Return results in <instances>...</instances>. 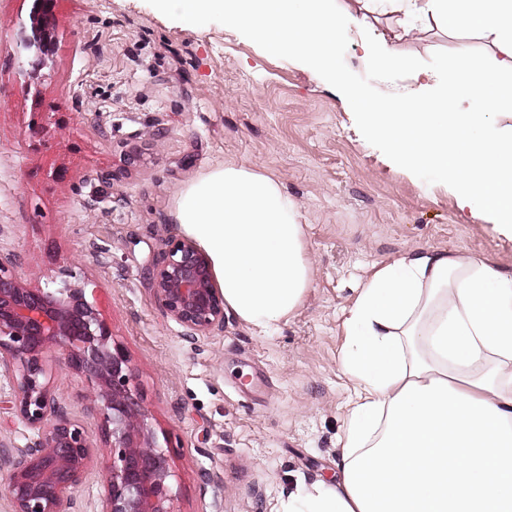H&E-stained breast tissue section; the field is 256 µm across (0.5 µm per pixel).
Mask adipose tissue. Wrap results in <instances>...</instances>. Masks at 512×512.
<instances>
[{
    "label": "adipose tissue",
    "instance_id": "adipose-tissue-1",
    "mask_svg": "<svg viewBox=\"0 0 512 512\" xmlns=\"http://www.w3.org/2000/svg\"><path fill=\"white\" fill-rule=\"evenodd\" d=\"M196 27L219 16L347 83L341 52L366 37L377 71L417 77L403 94L353 92L365 135L393 167L429 174L460 207L512 239V0H162ZM428 23L489 39V56L423 70L371 20ZM174 218L209 253L224 307L260 329L287 321L311 285L296 203L249 165L203 174ZM358 392L338 476L290 494L281 512H512V276L489 261L417 249L364 278L347 320Z\"/></svg>",
    "mask_w": 512,
    "mask_h": 512
}]
</instances>
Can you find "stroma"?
I'll list each match as a JSON object with an SVG mask.
<instances>
[{
	"instance_id": "obj_1",
	"label": "stroma",
	"mask_w": 512,
	"mask_h": 512,
	"mask_svg": "<svg viewBox=\"0 0 512 512\" xmlns=\"http://www.w3.org/2000/svg\"><path fill=\"white\" fill-rule=\"evenodd\" d=\"M34 0H0V252L31 257L34 285L88 281L135 367L150 423L168 437L175 512H279L288 494L335 479L354 400L344 366L349 307L374 265L416 249L482 256L512 275V241L460 209L433 177L394 168L365 140L347 95L291 55L215 18L189 27L159 0H58L54 52L20 74L15 40ZM396 50L426 67L490 54V40L429 25ZM363 41L350 84L400 93ZM277 180L306 226L311 286L286 322L232 314L188 340L148 285L147 266L184 238L183 188L214 167ZM86 381L54 392L104 448Z\"/></svg>"
}]
</instances>
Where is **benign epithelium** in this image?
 Segmentation results:
<instances>
[{
    "instance_id": "obj_1",
    "label": "benign epithelium",
    "mask_w": 512,
    "mask_h": 512,
    "mask_svg": "<svg viewBox=\"0 0 512 512\" xmlns=\"http://www.w3.org/2000/svg\"><path fill=\"white\" fill-rule=\"evenodd\" d=\"M56 0H35L31 34L16 43L19 66L36 73L45 65L55 24ZM17 253H0V377L12 382L5 401L31 433L22 449L7 453L0 489L12 512H74L87 470L98 462L99 512H174L169 451L149 423L130 358L85 286L26 283ZM159 304L189 337L224 332V293L209 256L195 241L172 243L148 269ZM88 383L85 398L100 419L107 455L97 448L52 388L48 358Z\"/></svg>"
}]
</instances>
